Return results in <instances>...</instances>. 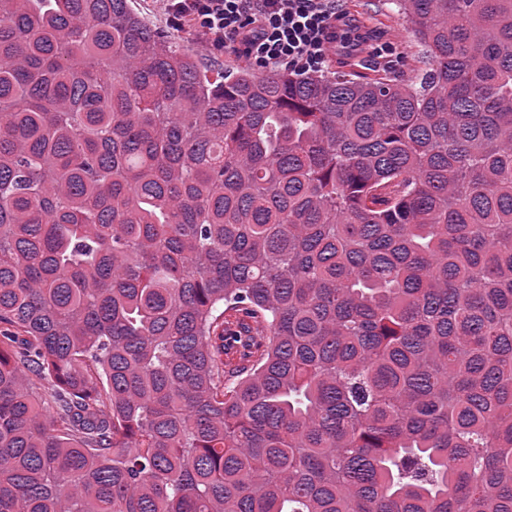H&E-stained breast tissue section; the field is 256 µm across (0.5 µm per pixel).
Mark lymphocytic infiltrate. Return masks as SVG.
<instances>
[{"instance_id": "1", "label": "lymphocytic infiltrate", "mask_w": 512, "mask_h": 512, "mask_svg": "<svg viewBox=\"0 0 512 512\" xmlns=\"http://www.w3.org/2000/svg\"><path fill=\"white\" fill-rule=\"evenodd\" d=\"M174 29L209 52L230 49L262 69L319 71L336 47L340 0H154Z\"/></svg>"}]
</instances>
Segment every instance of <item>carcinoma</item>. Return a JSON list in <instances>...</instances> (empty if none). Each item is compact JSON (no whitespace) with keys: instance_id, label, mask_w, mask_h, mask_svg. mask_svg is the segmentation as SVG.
Segmentation results:
<instances>
[{"instance_id":"carcinoma-1","label":"carcinoma","mask_w":512,"mask_h":512,"mask_svg":"<svg viewBox=\"0 0 512 512\" xmlns=\"http://www.w3.org/2000/svg\"><path fill=\"white\" fill-rule=\"evenodd\" d=\"M397 7L213 79L0 0V512H512V0Z\"/></svg>"}]
</instances>
